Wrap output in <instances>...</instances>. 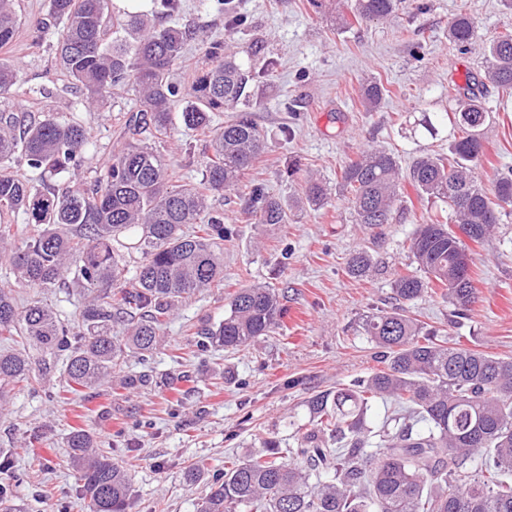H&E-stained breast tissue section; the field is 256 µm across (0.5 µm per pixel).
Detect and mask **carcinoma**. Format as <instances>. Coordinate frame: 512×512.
Instances as JSON below:
<instances>
[{"instance_id": "1", "label": "carcinoma", "mask_w": 512, "mask_h": 512, "mask_svg": "<svg viewBox=\"0 0 512 512\" xmlns=\"http://www.w3.org/2000/svg\"><path fill=\"white\" fill-rule=\"evenodd\" d=\"M402 0H348L338 13L341 26L394 16ZM160 11L109 14V0H50L59 63L76 89L92 102L119 85L132 87L139 108L126 120L132 141L113 152L87 187L39 189L5 170L17 158L53 178L79 165L88 145L84 128L51 114L25 122L0 115V217L21 211L33 233L21 238L0 223V260L15 283L36 290L23 307L12 288L0 285V408L20 383L42 384L64 364L67 391L94 390L112 381L127 352H153L166 319L194 293L224 282V240L231 229L208 199L239 185L263 149L252 118L258 103L259 73L244 66L224 42L206 47L210 64L197 71L189 89L170 81L183 58L188 27H158L153 17L178 9L179 0H160ZM18 27L16 0H0V48L13 42ZM477 22L457 14L448 38L467 50ZM18 71L0 62V97L11 93ZM512 91V31L483 48V70L456 88L448 154L418 156L405 181L417 196L448 205L450 220L420 224L409 239L415 265L391 284L398 306L379 309L361 329L378 348L381 367L308 401L312 427L289 449L293 463L270 452L248 456L214 477L200 512H512V358H500L436 342L437 332L405 314L434 287L465 319L476 299L468 243H482L512 205V169L488 189L476 169L485 153L491 90ZM388 89L370 83L364 106L380 105ZM185 97L180 120L190 130H208L213 115L226 109L235 119L215 130L212 157L200 183L173 180L170 163L139 136H168L171 103ZM341 183L357 224H388L401 201L399 166L380 148L362 152L342 171ZM330 189L305 176L304 199L320 207ZM248 208L256 224L288 223L279 198L254 186ZM140 255L127 278L124 253ZM372 260L365 251L348 261V273L363 276ZM67 273L88 293L80 330L73 331L39 294L55 288ZM287 314L275 290L245 286L232 295L224 320L207 327L202 346L237 349L268 335ZM128 319L122 336L114 325ZM378 399L395 403L393 416L378 427L367 417ZM80 491L89 512H127L130 479L94 446L82 428L67 438ZM302 464H297V461Z\"/></svg>"}]
</instances>
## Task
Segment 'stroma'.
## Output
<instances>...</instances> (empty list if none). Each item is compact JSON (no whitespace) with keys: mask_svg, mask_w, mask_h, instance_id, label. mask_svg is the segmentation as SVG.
Here are the masks:
<instances>
[{"mask_svg":"<svg viewBox=\"0 0 512 512\" xmlns=\"http://www.w3.org/2000/svg\"><path fill=\"white\" fill-rule=\"evenodd\" d=\"M417 1L404 0L389 20L341 29L333 5L317 9L310 0H233L244 24L230 35L218 0H180L177 13L162 17V24L188 23L196 30L171 71L181 86H190L207 65L205 48L215 40L247 64L248 48L259 38L277 59L260 79L255 112L266 148L244 183L292 204V219L260 226L242 193L210 196L211 208L223 211L233 230L224 243V284L179 304L149 365L129 355L121 380L89 398H59L55 378L14 391L0 411V452L13 461L0 472V485L11 490L13 512H88L66 446L76 428L89 430L113 463L128 470V512H199L212 477L229 461L266 453L271 444L287 456L297 431L309 425L313 395L377 368L376 348L360 323L373 309L392 306L391 282L411 268L409 238L418 224L440 215L441 206L408 186L392 223H354L347 197L337 190L342 170L372 147L391 151L405 169L421 149L447 152L450 127L443 116L455 106L456 86L479 70L483 44L512 30V10L501 0H421V11ZM49 8V0L20 2L16 37L0 48V60L15 65L19 82L12 97L0 98V112L28 119L51 112L82 124L89 145L81 167L75 177L56 179L76 188L120 147L137 104L124 87L105 101L86 103L59 64L55 28L39 33L33 26ZM461 12L478 24V39L465 52L448 40V24ZM416 46L418 61L411 56ZM374 80L389 94L369 110L361 95ZM490 104L493 122L477 169L487 187L512 169V95L491 94ZM426 116L437 136L418 129ZM163 153L175 180L199 183L210 136L174 127ZM295 159L332 187L323 208L300 206L301 181L286 174ZM362 248L375 266L367 276H350L346 262ZM470 249L477 299L468 319L455 321L451 305L431 293L408 313L436 330L443 345L512 357V216ZM253 283L278 292L288 310L281 326L236 350H198L199 329L223 320L228 296ZM195 463L204 472L192 480L187 472Z\"/></svg>","mask_w":512,"mask_h":512,"instance_id":"obj_1","label":"stroma"}]
</instances>
